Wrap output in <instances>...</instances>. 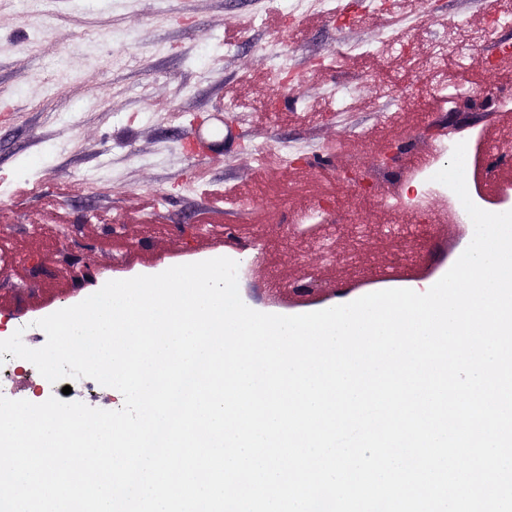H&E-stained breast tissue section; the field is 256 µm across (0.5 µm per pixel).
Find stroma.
Returning a JSON list of instances; mask_svg holds the SVG:
<instances>
[{
  "label": "stroma",
  "instance_id": "stroma-1",
  "mask_svg": "<svg viewBox=\"0 0 512 512\" xmlns=\"http://www.w3.org/2000/svg\"><path fill=\"white\" fill-rule=\"evenodd\" d=\"M493 0H0V334L111 280L221 254L280 315L436 280L464 208L406 204L418 165L467 142L469 194L512 191V27L459 40L445 81L400 62ZM223 147H215V140ZM393 151L391 177L377 159ZM356 174L362 192L340 179ZM62 393L22 363L8 398Z\"/></svg>",
  "mask_w": 512,
  "mask_h": 512
}]
</instances>
